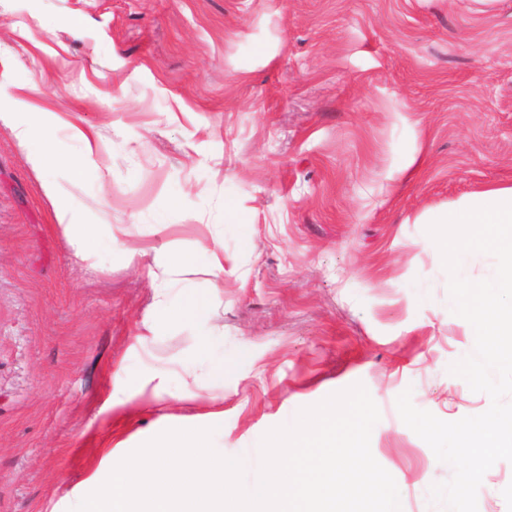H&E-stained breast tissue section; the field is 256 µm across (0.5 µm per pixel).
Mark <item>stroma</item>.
Returning a JSON list of instances; mask_svg holds the SVG:
<instances>
[{
  "label": "stroma",
  "mask_w": 512,
  "mask_h": 512,
  "mask_svg": "<svg viewBox=\"0 0 512 512\" xmlns=\"http://www.w3.org/2000/svg\"><path fill=\"white\" fill-rule=\"evenodd\" d=\"M0 90L58 116L25 146L0 123V512H48L104 431L139 446L213 396V448L256 457L358 382L402 512H444L452 469L396 399L448 422L491 403L449 372L475 333L425 220L512 186V0H0ZM48 182L94 225L92 259ZM161 369L186 399L103 411L117 378ZM478 512H512V463Z\"/></svg>",
  "instance_id": "stroma-1"
}]
</instances>
